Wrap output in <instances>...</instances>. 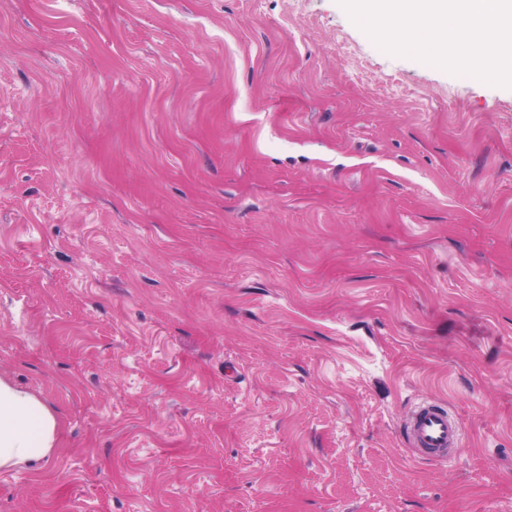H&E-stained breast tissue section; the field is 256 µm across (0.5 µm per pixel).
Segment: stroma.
Segmentation results:
<instances>
[{
    "mask_svg": "<svg viewBox=\"0 0 512 512\" xmlns=\"http://www.w3.org/2000/svg\"><path fill=\"white\" fill-rule=\"evenodd\" d=\"M0 377L61 422L0 512H512V88L340 0H0ZM462 428L459 417L440 402L424 403L406 420L408 447L421 458L443 461L459 444Z\"/></svg>",
    "mask_w": 512,
    "mask_h": 512,
    "instance_id": "1",
    "label": "stroma"
}]
</instances>
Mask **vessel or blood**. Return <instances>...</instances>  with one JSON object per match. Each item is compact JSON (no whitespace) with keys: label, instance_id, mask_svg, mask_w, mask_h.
Returning <instances> with one entry per match:
<instances>
[{"label":"vessel or blood","instance_id":"1","mask_svg":"<svg viewBox=\"0 0 512 512\" xmlns=\"http://www.w3.org/2000/svg\"><path fill=\"white\" fill-rule=\"evenodd\" d=\"M461 437L459 417L437 401L416 407L406 421L409 447L419 457L432 462L445 460L459 445Z\"/></svg>","mask_w":512,"mask_h":512}]
</instances>
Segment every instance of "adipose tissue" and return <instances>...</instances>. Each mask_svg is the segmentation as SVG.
Returning <instances> with one entry per match:
<instances>
[{
	"mask_svg": "<svg viewBox=\"0 0 512 512\" xmlns=\"http://www.w3.org/2000/svg\"><path fill=\"white\" fill-rule=\"evenodd\" d=\"M58 436L57 414L36 395L0 378V470L50 459Z\"/></svg>",
	"mask_w": 512,
	"mask_h": 512,
	"instance_id": "obj_1",
	"label": "adipose tissue"
}]
</instances>
